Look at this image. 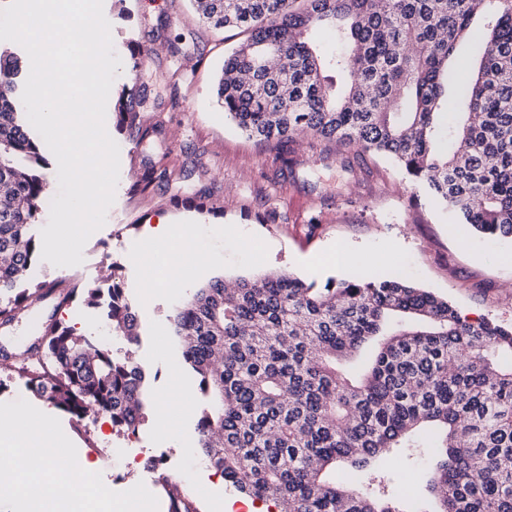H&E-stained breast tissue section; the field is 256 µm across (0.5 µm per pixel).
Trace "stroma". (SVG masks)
<instances>
[{"label": "stroma", "mask_w": 512, "mask_h": 512, "mask_svg": "<svg viewBox=\"0 0 512 512\" xmlns=\"http://www.w3.org/2000/svg\"><path fill=\"white\" fill-rule=\"evenodd\" d=\"M113 50L121 60L108 98L106 130L120 150L115 201L105 225L87 240L84 261L68 268L37 260L27 282L76 275L86 286L105 287L103 270L115 266L140 325L148 397V420L138 431L135 453L163 458L165 470L181 478L206 512H227L237 490L195 453L197 384L181 365L179 345L168 321L182 297L160 294V271L175 263L171 252L142 251L143 229L160 216L178 219L198 212L194 226L173 230L185 250L211 253L209 268L195 271L197 286L214 277H252L283 270L305 282L354 280L370 274L399 279L448 299L469 320L487 319L512 326V238L481 236L425 192H412L404 173L387 157L355 150L324 149L314 138L293 143L294 164L283 168L272 146L243 135L217 98L224 56L244 42L233 28L214 29L201 22L192 0H113L105 14ZM144 101L140 122L146 139L120 124L119 105L126 91ZM167 173L144 193L132 187L144 169ZM182 187L188 199L173 196ZM370 253L381 262L358 265ZM57 317L96 333L99 313L57 299L34 305L9 325L0 324V348L27 349L36 333L33 319ZM187 396L166 437L155 430L171 387ZM62 429L87 454L107 488L129 490L144 483L156 491L153 472L126 453L127 439L111 423L89 420L75 433L66 414ZM432 451L408 448L384 460L392 485L408 484L404 512H429L419 488Z\"/></svg>", "instance_id": "stroma-1"}]
</instances>
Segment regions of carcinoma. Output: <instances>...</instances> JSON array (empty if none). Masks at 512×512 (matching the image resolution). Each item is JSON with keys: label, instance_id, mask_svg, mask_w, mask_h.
I'll list each match as a JSON object with an SVG mask.
<instances>
[{"label": "carcinoma", "instance_id": "obj_1", "mask_svg": "<svg viewBox=\"0 0 512 512\" xmlns=\"http://www.w3.org/2000/svg\"><path fill=\"white\" fill-rule=\"evenodd\" d=\"M200 19L247 40L224 58L218 96L260 141L311 131L340 147L394 157L411 185L463 223L512 236V0H193ZM483 14L480 27L471 25ZM327 29L334 48L308 38ZM479 65L443 77L460 42ZM288 59L281 66L278 60ZM19 57L0 51V319L60 291L59 305L103 308L106 327L140 344L124 289L76 277L24 285L39 250L46 160L19 93ZM122 124L145 137L128 103ZM197 381L198 451L224 481L277 512H400L376 461L431 448L435 512H512V328L470 321L393 276L317 288L285 272L216 277L169 316ZM376 343L359 374L340 361ZM80 427L89 410L129 435L147 419L146 377L120 355L52 319L7 368ZM356 473L367 476L356 486ZM170 512H203L162 472Z\"/></svg>", "mask_w": 512, "mask_h": 512}]
</instances>
